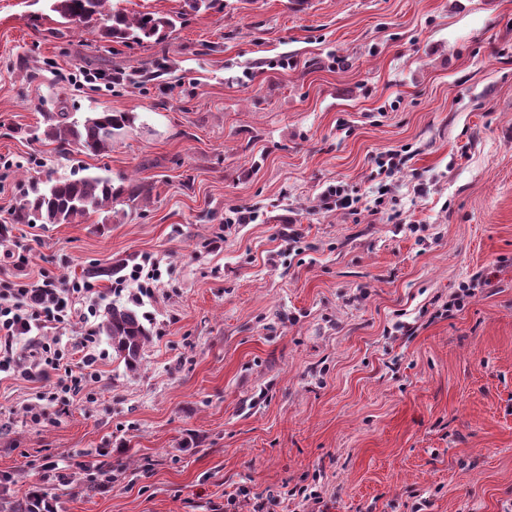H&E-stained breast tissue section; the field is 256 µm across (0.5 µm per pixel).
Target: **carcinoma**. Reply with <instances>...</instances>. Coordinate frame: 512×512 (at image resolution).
I'll list each match as a JSON object with an SVG mask.
<instances>
[{"instance_id":"obj_1","label":"carcinoma","mask_w":512,"mask_h":512,"mask_svg":"<svg viewBox=\"0 0 512 512\" xmlns=\"http://www.w3.org/2000/svg\"><path fill=\"white\" fill-rule=\"evenodd\" d=\"M50 10L57 16V27L52 34L63 38L77 27L90 24L97 17L107 15V24L101 30L106 42L131 46L164 41L176 28L178 18L155 11L129 13L110 6V0H50ZM187 11L193 13L224 11V0H184ZM134 116L106 108L93 112L79 121L68 112H57L49 124L34 138L57 144L61 150L72 144L80 145L95 155H106L112 147L108 131H121L130 126ZM123 192L112 180L97 175L74 179L49 180L44 186H34L25 193L14 210L13 221L29 224L39 216L43 224H70L91 213L112 209V202ZM143 300L131 294L124 302L112 301L98 325L100 334L112 343V354L131 370L140 365L141 351L149 340V316L141 311Z\"/></svg>"}]
</instances>
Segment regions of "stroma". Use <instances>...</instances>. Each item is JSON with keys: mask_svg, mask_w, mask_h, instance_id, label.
<instances>
[{"mask_svg": "<svg viewBox=\"0 0 512 512\" xmlns=\"http://www.w3.org/2000/svg\"><path fill=\"white\" fill-rule=\"evenodd\" d=\"M54 26L49 0H0V274L14 254L62 281L97 268L105 309L106 268L167 273L137 371L107 358L42 426L35 384L0 381L12 498L109 448V493L47 483L61 512H211L241 487L272 512H308L302 488L328 512H512V0H224L142 47ZM62 106L135 121L108 155L63 154L33 137ZM402 148L384 180L375 157ZM84 175L150 198L13 224L30 185ZM339 182L356 212L323 207Z\"/></svg>", "mask_w": 512, "mask_h": 512, "instance_id": "1", "label": "stroma"}]
</instances>
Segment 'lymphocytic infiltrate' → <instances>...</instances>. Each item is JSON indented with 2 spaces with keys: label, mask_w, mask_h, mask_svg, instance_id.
Wrapping results in <instances>:
<instances>
[{
  "label": "lymphocytic infiltrate",
  "mask_w": 512,
  "mask_h": 512,
  "mask_svg": "<svg viewBox=\"0 0 512 512\" xmlns=\"http://www.w3.org/2000/svg\"><path fill=\"white\" fill-rule=\"evenodd\" d=\"M26 263L17 258L16 276L0 278V374L43 384L40 405L25 408L30 422L39 425L50 419L47 404L66 403L101 376V293L83 277L63 283L45 270L28 277ZM76 322L83 326L80 336L62 339ZM48 329L55 330V337H45Z\"/></svg>",
  "instance_id": "f902f5d3"
}]
</instances>
